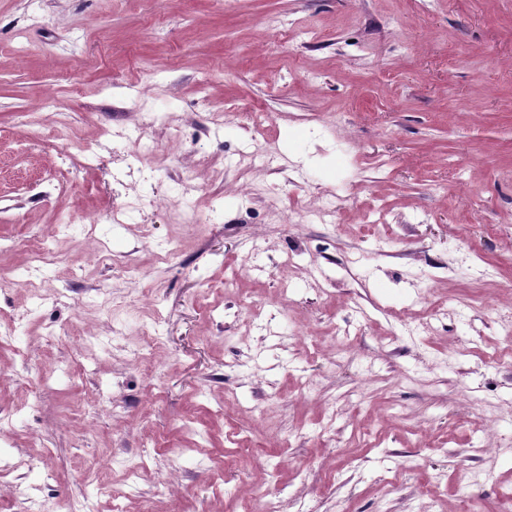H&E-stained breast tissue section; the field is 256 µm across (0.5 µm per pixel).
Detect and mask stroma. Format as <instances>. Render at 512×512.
<instances>
[{"mask_svg":"<svg viewBox=\"0 0 512 512\" xmlns=\"http://www.w3.org/2000/svg\"><path fill=\"white\" fill-rule=\"evenodd\" d=\"M505 323L512 0H0V512H512ZM50 254L51 249L49 247L42 248L38 252V255L29 261L28 266L24 268L23 271L11 282L14 285L30 290L35 306L47 300L50 296L45 293H41V290L38 287V281H40L44 276V265L47 263Z\"/></svg>","mask_w":512,"mask_h":512,"instance_id":"35a3bbf8","label":"stroma"}]
</instances>
